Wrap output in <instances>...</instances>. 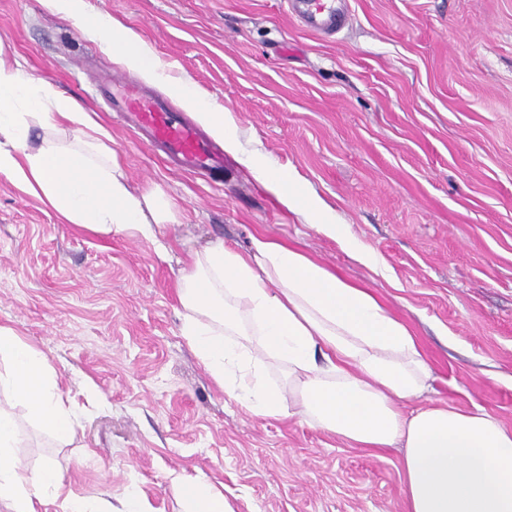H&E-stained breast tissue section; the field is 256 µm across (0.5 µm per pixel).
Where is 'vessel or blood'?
<instances>
[{"label":"vessel or blood","instance_id":"vessel-or-blood-1","mask_svg":"<svg viewBox=\"0 0 512 512\" xmlns=\"http://www.w3.org/2000/svg\"><path fill=\"white\" fill-rule=\"evenodd\" d=\"M300 27L313 33H333L351 20L349 0H285ZM108 91L112 111L142 141L160 148L182 170L205 174L224 166L223 151L166 99L147 93L136 80L122 73L99 76Z\"/></svg>","mask_w":512,"mask_h":512}]
</instances>
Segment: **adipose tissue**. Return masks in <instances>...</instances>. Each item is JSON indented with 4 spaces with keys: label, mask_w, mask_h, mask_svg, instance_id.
<instances>
[{
    "label": "adipose tissue",
    "mask_w": 512,
    "mask_h": 512,
    "mask_svg": "<svg viewBox=\"0 0 512 512\" xmlns=\"http://www.w3.org/2000/svg\"><path fill=\"white\" fill-rule=\"evenodd\" d=\"M40 2L168 90L225 151L238 153L234 116L167 73L136 31L102 12L87 16L83 0ZM241 162L287 210L375 265L348 225L327 220L321 201L299 193L290 174L256 154ZM0 174L65 223L103 237L142 238L161 257L170 252L159 237L173 219L170 201L156 192L133 194L110 134L75 99L32 79L2 52ZM178 298L181 336L215 384L248 412L296 417L369 448L401 445L407 512H512V429L479 406L462 412L431 404L403 413L400 402L428 389L431 370L413 332L367 289L259 232L243 252L220 239L193 251ZM275 364L287 369V389L267 379ZM2 392L46 433L72 435L77 416L59 394L53 364L7 326H0ZM20 442L13 411L0 406V500L12 512H35L36 500L59 492L60 472L50 462L29 470L15 454ZM176 483L189 512H225L210 483L183 476Z\"/></svg>",
    "instance_id": "obj_1"
}]
</instances>
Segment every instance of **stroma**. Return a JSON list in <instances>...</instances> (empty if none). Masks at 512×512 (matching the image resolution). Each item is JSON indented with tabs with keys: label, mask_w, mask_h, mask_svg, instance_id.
Wrapping results in <instances>:
<instances>
[{
	"label": "stroma",
	"mask_w": 512,
	"mask_h": 512,
	"mask_svg": "<svg viewBox=\"0 0 512 512\" xmlns=\"http://www.w3.org/2000/svg\"><path fill=\"white\" fill-rule=\"evenodd\" d=\"M135 30L172 74L234 115L260 151L315 191L377 259L283 208L238 158L217 174L167 166L107 112L87 71L122 65L39 0H0V51L76 99L109 132L133 193L174 204L169 259L72 224L0 175V325L46 354L80 412L58 441L22 422L28 468L53 462L65 496L184 512L173 475L204 478L233 512H405L401 448H364L296 418L244 410L179 328L190 250L255 230L364 286L414 331L432 402L482 407L512 429V0H350L336 38L283 0H84Z\"/></svg>",
	"instance_id": "1"
}]
</instances>
